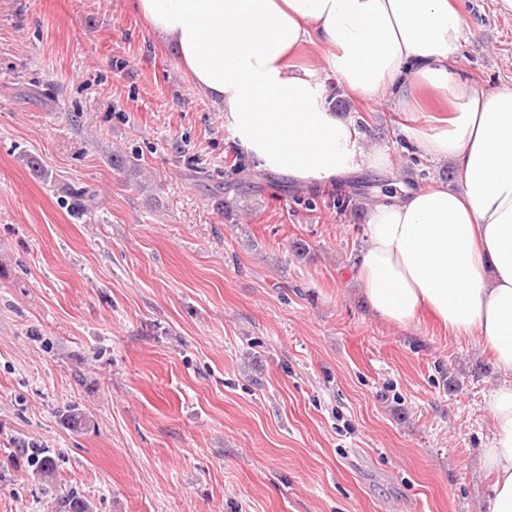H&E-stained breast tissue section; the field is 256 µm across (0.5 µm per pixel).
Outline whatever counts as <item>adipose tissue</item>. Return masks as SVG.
Wrapping results in <instances>:
<instances>
[{"mask_svg": "<svg viewBox=\"0 0 512 512\" xmlns=\"http://www.w3.org/2000/svg\"><path fill=\"white\" fill-rule=\"evenodd\" d=\"M172 45L192 85L224 113L233 139L261 169L326 181L364 159L352 125L322 106L310 67L321 51L364 102L419 107L432 93L443 128L409 135L455 166L459 186L421 187L371 212L355 265L368 310L406 327L428 314L454 340L489 350L501 376L486 398L494 422L481 469L488 512H512V90L476 91L448 68L465 36L457 0H136Z\"/></svg>", "mask_w": 512, "mask_h": 512, "instance_id": "1", "label": "adipose tissue"}]
</instances>
